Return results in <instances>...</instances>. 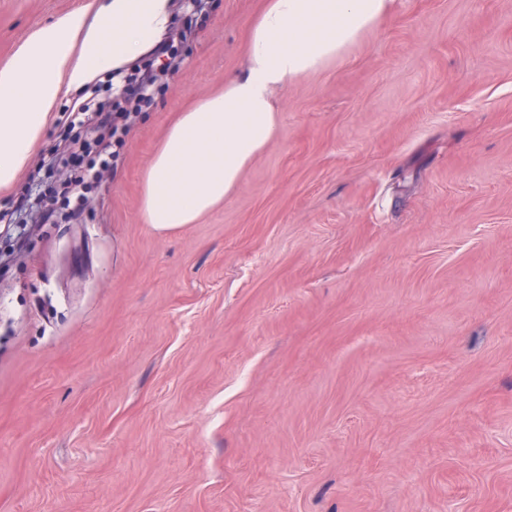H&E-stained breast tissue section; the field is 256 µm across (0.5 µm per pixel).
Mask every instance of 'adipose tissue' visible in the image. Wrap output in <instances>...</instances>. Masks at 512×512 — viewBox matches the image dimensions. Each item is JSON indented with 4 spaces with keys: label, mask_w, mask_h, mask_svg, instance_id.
Here are the masks:
<instances>
[{
    "label": "adipose tissue",
    "mask_w": 512,
    "mask_h": 512,
    "mask_svg": "<svg viewBox=\"0 0 512 512\" xmlns=\"http://www.w3.org/2000/svg\"><path fill=\"white\" fill-rule=\"evenodd\" d=\"M393 0H266L252 22L243 73L221 94L181 113L144 177L141 214L165 234L224 203L278 133L274 90L316 72L389 15ZM172 20L170 0H107L93 19L75 14L40 28L0 70V187L29 162L62 85L83 86L145 54Z\"/></svg>",
    "instance_id": "adipose-tissue-1"
}]
</instances>
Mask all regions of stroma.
Listing matches in <instances>:
<instances>
[{
  "mask_svg": "<svg viewBox=\"0 0 512 512\" xmlns=\"http://www.w3.org/2000/svg\"><path fill=\"white\" fill-rule=\"evenodd\" d=\"M99 2L0 0V69ZM263 4L210 0L79 217L0 264V512H512V0H393L158 234L144 173Z\"/></svg>",
  "mask_w": 512,
  "mask_h": 512,
  "instance_id": "stroma-1",
  "label": "stroma"
}]
</instances>
